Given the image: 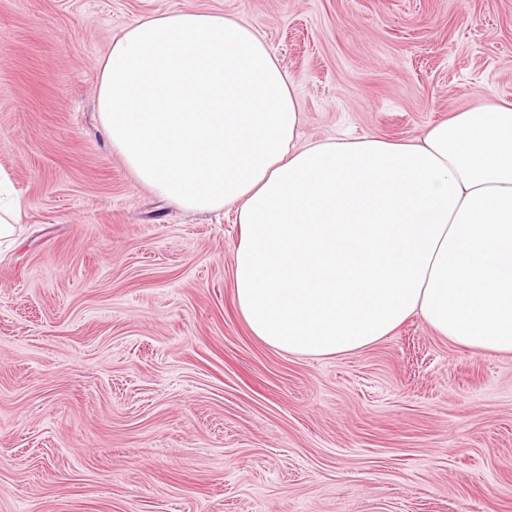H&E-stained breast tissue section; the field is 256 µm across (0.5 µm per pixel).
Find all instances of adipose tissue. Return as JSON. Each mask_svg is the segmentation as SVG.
Wrapping results in <instances>:
<instances>
[{
	"label": "adipose tissue",
	"mask_w": 512,
	"mask_h": 512,
	"mask_svg": "<svg viewBox=\"0 0 512 512\" xmlns=\"http://www.w3.org/2000/svg\"><path fill=\"white\" fill-rule=\"evenodd\" d=\"M100 125L156 196L234 207L232 287L252 336L340 358L420 316L473 352L512 354V103L454 113L413 140L298 146L294 85L240 19L182 9L112 42ZM22 200L0 169V247Z\"/></svg>",
	"instance_id": "obj_1"
}]
</instances>
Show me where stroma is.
<instances>
[{
  "instance_id": "1",
  "label": "stroma",
  "mask_w": 512,
  "mask_h": 512,
  "mask_svg": "<svg viewBox=\"0 0 512 512\" xmlns=\"http://www.w3.org/2000/svg\"><path fill=\"white\" fill-rule=\"evenodd\" d=\"M187 8L264 37L303 144L512 101V0H0V512H512V355L417 317L337 359L264 345L234 209L162 202L113 150L104 56ZM22 211V200L12 176L0 168V247L15 241L16 225Z\"/></svg>"
}]
</instances>
